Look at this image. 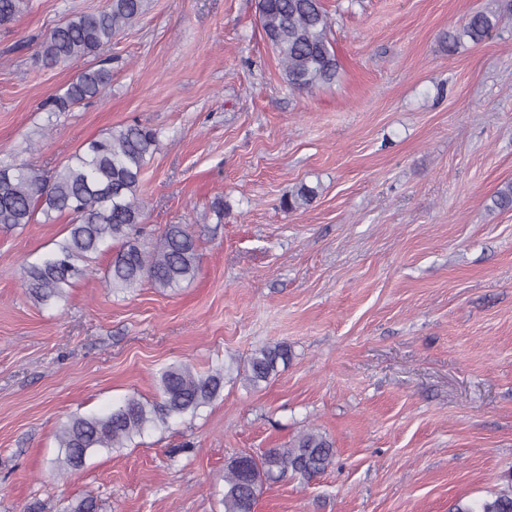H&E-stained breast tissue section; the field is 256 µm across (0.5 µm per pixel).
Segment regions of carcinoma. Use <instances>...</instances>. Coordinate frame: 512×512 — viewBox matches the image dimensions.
<instances>
[{
	"label": "carcinoma",
	"instance_id": "1",
	"mask_svg": "<svg viewBox=\"0 0 512 512\" xmlns=\"http://www.w3.org/2000/svg\"><path fill=\"white\" fill-rule=\"evenodd\" d=\"M146 0H108L105 8L76 14L54 27L40 42L37 57L47 68L66 65L97 52L144 12ZM497 9L470 14L464 24L443 37L453 52L464 40L475 44L488 38L503 13H512V0H495ZM28 0H0V26L16 20ZM261 29L276 52L284 82L294 91H310L336 83L340 64L329 38L330 19L321 0H258ZM111 79L105 68L86 69L64 93L50 101V111L65 112L98 96ZM157 132L137 122L112 128L89 141L53 175L38 174L25 163L0 164V227L15 228L37 221L41 214L68 215V234L37 260L24 261L22 282L40 306L66 300L75 281L88 273V263L112 248L104 281L124 293L148 281L155 288H177L193 281L201 269L195 236L187 224H168L159 243L143 238L144 206L140 199L144 167L157 149ZM314 189L302 184L285 206L309 205ZM285 342L260 346L238 367V376L253 389L271 381L279 363L290 358ZM159 397L132 395L112 411L70 418L56 434L58 454L53 468L68 474L84 466L99 450L125 448L148 428L167 425L174 417L195 414L210 405L224 388V369L207 373L188 362L159 371ZM336 451L316 428L301 431L282 448H269L255 457L242 453L224 468V512H253L264 484L286 473L308 483L333 464ZM89 497L73 498L63 512H97ZM452 512H512V475L507 487L488 498L458 500Z\"/></svg>",
	"mask_w": 512,
	"mask_h": 512
}]
</instances>
